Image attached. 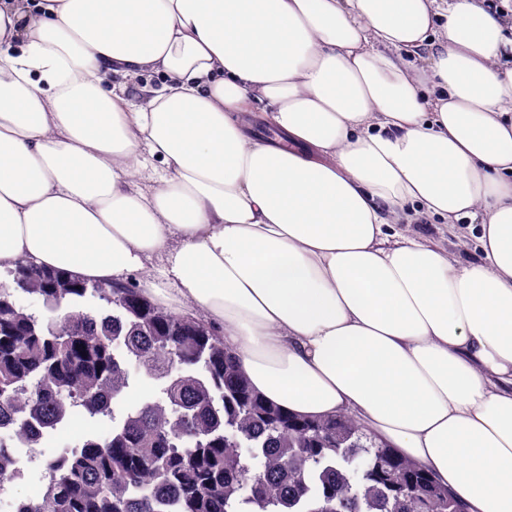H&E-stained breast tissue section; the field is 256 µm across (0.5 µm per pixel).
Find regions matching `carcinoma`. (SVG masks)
I'll list each match as a JSON object with an SVG mask.
<instances>
[{
	"mask_svg": "<svg viewBox=\"0 0 512 512\" xmlns=\"http://www.w3.org/2000/svg\"><path fill=\"white\" fill-rule=\"evenodd\" d=\"M0 280V425L37 448L42 431L116 419L129 365L160 383L112 432L42 460L43 505L15 512H461L416 462L347 415L297 419L252 391L210 326L134 286L76 285L22 263ZM42 301V318L18 294ZM112 306L92 309L87 297Z\"/></svg>",
	"mask_w": 512,
	"mask_h": 512,
	"instance_id": "obj_1",
	"label": "carcinoma"
}]
</instances>
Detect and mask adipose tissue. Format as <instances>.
<instances>
[{"label":"adipose tissue","mask_w":512,"mask_h":512,"mask_svg":"<svg viewBox=\"0 0 512 512\" xmlns=\"http://www.w3.org/2000/svg\"><path fill=\"white\" fill-rule=\"evenodd\" d=\"M22 262L203 312L264 399L512 512V33L481 0H0ZM418 224L403 225L408 226L412 234L419 235L423 238L434 240L442 243L448 247V252L452 256H464L465 253H474V241L472 238L468 239L458 238L457 233L450 229L448 224H436L439 222L431 220L420 219ZM448 226V229H447Z\"/></svg>","instance_id":"adipose-tissue-1"}]
</instances>
